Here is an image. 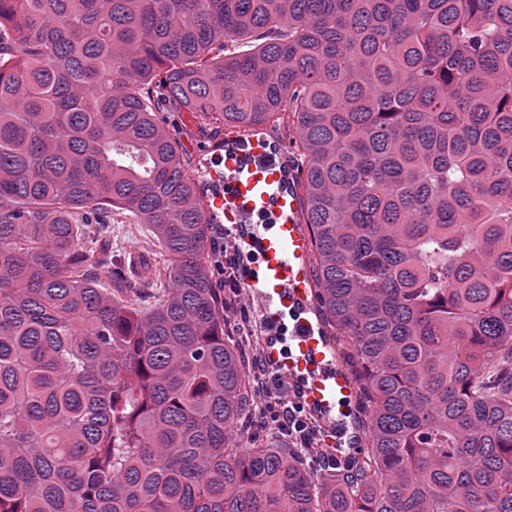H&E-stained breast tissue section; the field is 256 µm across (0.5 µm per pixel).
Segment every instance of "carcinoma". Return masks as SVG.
<instances>
[{
    "instance_id": "cac0c4a2",
    "label": "carcinoma",
    "mask_w": 512,
    "mask_h": 512,
    "mask_svg": "<svg viewBox=\"0 0 512 512\" xmlns=\"http://www.w3.org/2000/svg\"><path fill=\"white\" fill-rule=\"evenodd\" d=\"M163 112L291 113L365 437L335 479L238 446ZM115 211L169 257L152 306L100 287ZM0 512H512V0H0Z\"/></svg>"
}]
</instances>
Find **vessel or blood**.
<instances>
[{
    "instance_id": "obj_1",
    "label": "vessel or blood",
    "mask_w": 512,
    "mask_h": 512,
    "mask_svg": "<svg viewBox=\"0 0 512 512\" xmlns=\"http://www.w3.org/2000/svg\"><path fill=\"white\" fill-rule=\"evenodd\" d=\"M209 175L221 188L207 197L205 215L222 224L251 221L237 248L257 251L259 265L256 274L241 273V284L261 300L264 322L279 323L284 309H301L312 288L305 265L310 241L303 223L302 189L287 181L268 141L254 133L242 135L236 147L217 157ZM293 336L289 356H281L269 342L266 358L301 379L309 403L330 407L349 393L350 381L326 372L329 347L306 321L295 324Z\"/></svg>"
}]
</instances>
